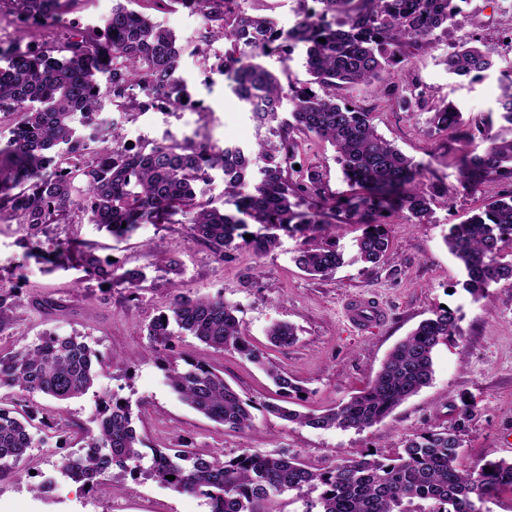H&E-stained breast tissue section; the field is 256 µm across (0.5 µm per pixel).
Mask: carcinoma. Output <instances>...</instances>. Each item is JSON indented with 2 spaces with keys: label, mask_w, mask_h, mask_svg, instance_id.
Masks as SVG:
<instances>
[{
  "label": "carcinoma",
  "mask_w": 512,
  "mask_h": 512,
  "mask_svg": "<svg viewBox=\"0 0 512 512\" xmlns=\"http://www.w3.org/2000/svg\"><path fill=\"white\" fill-rule=\"evenodd\" d=\"M75 0H0V10L22 20L43 23L65 12ZM204 18L200 41L222 38L230 48L225 63L235 69L233 84L246 105L262 103L252 113L260 125L278 119L284 98L293 103L292 121L281 144L244 150L239 146L205 145L186 138L169 143L130 146L117 132L99 140L81 132L101 126L104 102L126 110L134 106V89L152 92L151 102L166 109L182 106L186 96L179 69L181 48L175 35L151 17L129 8L131 0H115L98 32L69 34L42 51L17 48L0 58V214L22 226L29 254L39 256L52 224L87 219L117 239L131 237L142 224L179 214L193 240L219 259L231 256L241 239L256 253L275 244L269 230L292 235L322 234L330 209L300 211L302 197L324 200L320 174L308 169L297 181L287 175L294 157L293 130L312 133L338 153L344 178L362 192L344 201L345 216L363 225L356 239L355 260L376 265L390 249L383 212L407 211L424 223L430 202L417 188L418 164L378 134L371 109L339 98V90L364 83L376 93L392 96V69L413 50L428 46L437 32L461 26L466 15L450 0H298L299 19L287 31L265 17L238 11L237 0H179ZM264 36L261 45L253 38ZM324 38L325 42L318 41ZM305 48L310 80L304 87H284L274 73L257 62L277 50ZM495 47L480 38L448 51L443 64L458 77L483 76L494 66ZM500 118L512 130V76L501 83ZM432 123L472 142L487 143L480 154L459 162V184L472 192L488 181L504 185L478 213L453 224L444 236L448 252L463 268L464 290L472 301L487 288L512 279V138L473 131L451 103L434 112ZM214 171L224 175V200L216 206L197 198L195 187ZM261 224L267 232L245 239L242 229ZM87 276L101 283L139 288L142 273L101 259L89 247L79 255ZM295 263L312 276L324 277L344 264L334 244L298 251ZM14 287L0 284V331L10 324L18 305ZM237 309L224 299L178 293L166 316L147 327L155 348L167 347L176 336L189 334L215 349L231 348L251 362L265 365L264 353L245 336ZM458 310L439 308L422 320L387 354L369 385L333 408L302 412L293 405L304 388L272 367L268 375L279 399L264 404L266 412L314 429L363 430L386 418L405 400L428 386L433 353L461 335ZM276 346L296 341L294 326L276 323L268 330ZM96 350L77 335L46 333L22 341L0 354V388L65 401L93 385ZM172 388L198 413L230 430L253 426L251 404L224 381L221 373L192 359L168 369ZM476 411L461 401L457 423L409 439L395 457L372 454L347 458L323 469H310L284 452H244L203 457L184 442L179 448L151 449L146 474L179 493L204 497L209 512H260L262 503L286 491L301 495L319 491L306 512H471L483 497L512 491V459L488 460L472 470L457 463L463 432ZM49 424L41 410L29 405L18 412L0 404V478L18 471L42 429ZM83 455L65 462L85 484L107 477L109 470L146 458L143 441L132 426L128 402L113 396L105 401L98 427L83 436ZM175 479L168 480L166 476Z\"/></svg>",
  "instance_id": "1"
}]
</instances>
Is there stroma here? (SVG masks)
Masks as SVG:
<instances>
[{
	"instance_id": "1",
	"label": "stroma",
	"mask_w": 512,
	"mask_h": 512,
	"mask_svg": "<svg viewBox=\"0 0 512 512\" xmlns=\"http://www.w3.org/2000/svg\"><path fill=\"white\" fill-rule=\"evenodd\" d=\"M112 5L113 0H79L50 29L22 24L5 11L0 13V38L41 51L54 35L101 26ZM135 8L176 35L188 99L167 118L155 111L117 113L105 107L127 142L191 137L249 148L262 140L279 144L291 102L282 101L278 122L256 125L217 70L223 41L200 42L204 24L199 11L178 0H137ZM462 10L469 17L466 28L437 34L428 48L392 71L401 96L423 94V106L406 107L401 96H378L365 85L340 92L346 101L373 108L378 132L423 165L419 186L433 195L424 223H415L405 212L387 218L391 250L379 265L354 261L355 240L363 227L346 223L341 214L334 219L331 239L346 261L319 279L296 265L302 240L285 232L266 253L243 245L221 261L190 237L176 215L164 224L141 225L132 237L119 241L86 222L51 225L49 241L69 238L78 249L92 245L98 256L140 270L144 279L132 301L125 286H103L76 262L54 268L27 256L20 226L0 222V283L17 287L23 300L13 310L10 326L0 331V351L11 350L22 338L32 342L48 332L76 333L86 336L101 356L122 360L121 366L100 369L88 392L67 401L0 389V402L18 408L39 405L52 424L46 445L32 449L16 474L0 479V512H209L206 499L175 492L132 462L112 469L110 480L93 489L62 476L63 459L82 455V436L96 429V408L108 394L130 402L133 425L146 447L175 448L188 440L201 455L220 452L228 459L245 451H285L313 468L367 453L395 456L409 438L453 425L465 398L475 403L476 414L464 432L461 467L512 459V280L491 285L483 299L472 301L462 288L464 272L443 243L449 225L480 210L501 186L488 183L475 192L463 191L457 161L465 145L431 121L435 106L450 100L470 125L512 137L498 109L499 79L512 72V44L502 39L512 29V0H466ZM471 33L498 45L494 67L477 81L448 74L443 63L450 46ZM294 140V163L322 172L330 201L350 195L333 147L304 132L295 133ZM180 290L221 297L235 306L250 341L305 389L306 411L330 408L365 388L392 347L440 307L459 309L462 334L437 348L431 384L381 422L361 431L313 429L264 410L275 387L263 369L237 351L208 347L190 335L175 338L166 351L150 346L144 327L167 311ZM356 296L373 299L387 311L373 331L358 332L343 318L344 305ZM35 298L49 299L54 306L35 308ZM277 322L295 327L294 344L276 347L269 342L267 331ZM185 355L222 371L241 398L253 403L252 429H226L181 400L168 382L167 368ZM116 481L122 492H113Z\"/></svg>"
}]
</instances>
